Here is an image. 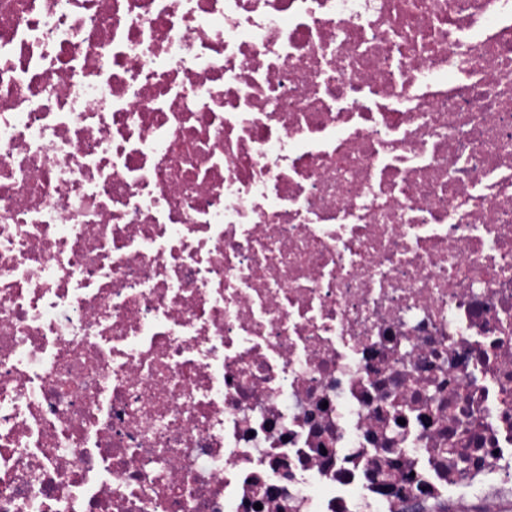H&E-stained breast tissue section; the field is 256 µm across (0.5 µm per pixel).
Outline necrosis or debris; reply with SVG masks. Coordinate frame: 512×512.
<instances>
[{
    "instance_id": "4bbe7bcc",
    "label": "necrosis or debris",
    "mask_w": 512,
    "mask_h": 512,
    "mask_svg": "<svg viewBox=\"0 0 512 512\" xmlns=\"http://www.w3.org/2000/svg\"><path fill=\"white\" fill-rule=\"evenodd\" d=\"M512 500V0H0V512Z\"/></svg>"
}]
</instances>
